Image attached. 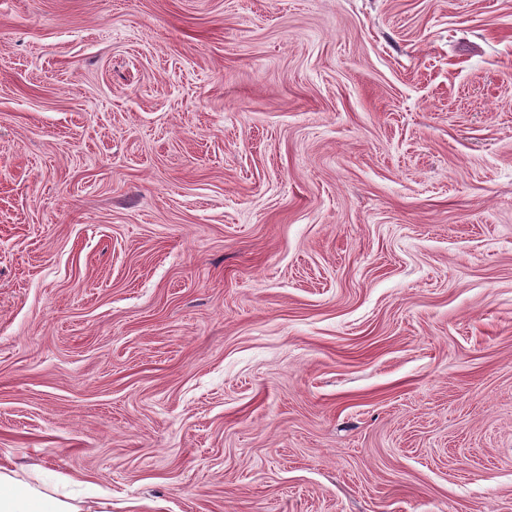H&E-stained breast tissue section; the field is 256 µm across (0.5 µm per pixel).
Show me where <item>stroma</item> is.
I'll return each instance as SVG.
<instances>
[{
  "label": "stroma",
  "instance_id": "stroma-1",
  "mask_svg": "<svg viewBox=\"0 0 512 512\" xmlns=\"http://www.w3.org/2000/svg\"><path fill=\"white\" fill-rule=\"evenodd\" d=\"M0 466L512 512V0H0Z\"/></svg>",
  "mask_w": 512,
  "mask_h": 512
}]
</instances>
